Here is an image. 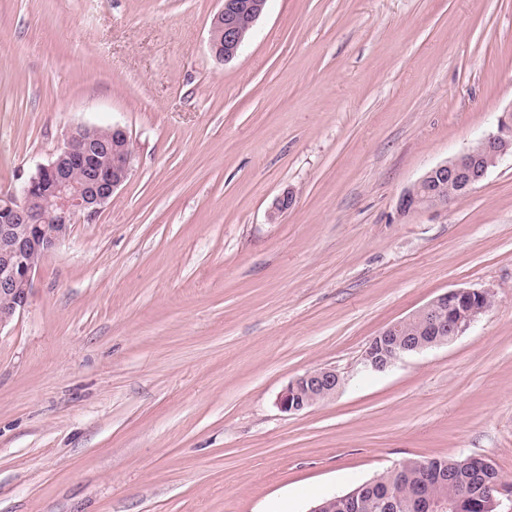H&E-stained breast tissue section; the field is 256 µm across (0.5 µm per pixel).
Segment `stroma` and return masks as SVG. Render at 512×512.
<instances>
[{
    "label": "stroma",
    "mask_w": 512,
    "mask_h": 512,
    "mask_svg": "<svg viewBox=\"0 0 512 512\" xmlns=\"http://www.w3.org/2000/svg\"><path fill=\"white\" fill-rule=\"evenodd\" d=\"M219 7L0 0V190L81 126L136 150L0 328V512H308L460 454L512 500V155L399 210L512 110V0H267L228 62ZM460 288L495 299L463 336L364 368ZM318 367L335 394L281 412ZM341 383L333 369L306 371L287 384L277 399V405L283 413H299L332 396Z\"/></svg>",
    "instance_id": "35a3bbf8"
}]
</instances>
